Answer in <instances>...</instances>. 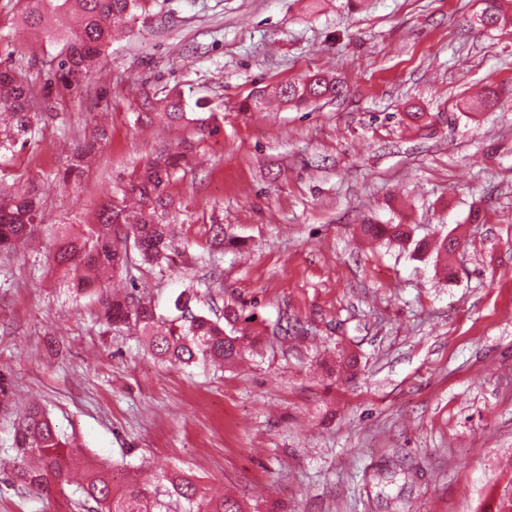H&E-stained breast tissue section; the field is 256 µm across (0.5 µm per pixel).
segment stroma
Instances as JSON below:
<instances>
[{
  "instance_id": "obj_1",
  "label": "stroma",
  "mask_w": 512,
  "mask_h": 512,
  "mask_svg": "<svg viewBox=\"0 0 512 512\" xmlns=\"http://www.w3.org/2000/svg\"><path fill=\"white\" fill-rule=\"evenodd\" d=\"M481 0H154L145 26L66 88L40 29L0 0V60L44 97L0 187L34 191L47 224L81 232L183 131L141 123L142 94L209 100L219 129L172 179L177 273L132 257L109 288L164 318L236 301L262 321L243 360L160 363L135 331L97 323L49 260L52 239L0 257V512H84L72 492L11 482L14 422L35 399L88 458L184 472L247 512H512V26ZM322 71L343 90L242 111L254 90ZM423 112L410 121L407 110ZM109 140L67 174L76 142ZM410 226L406 243L364 224ZM234 246L209 257L213 225ZM440 235L447 265L414 255ZM484 7L479 15L481 26L498 28L508 20V12H512L511 0H483ZM507 94L512 97V88L510 90L498 85L489 84L478 97L475 99H462L456 106L460 112H481L496 107L502 97Z\"/></svg>"
}]
</instances>
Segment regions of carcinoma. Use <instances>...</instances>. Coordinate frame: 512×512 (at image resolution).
<instances>
[{
  "mask_svg": "<svg viewBox=\"0 0 512 512\" xmlns=\"http://www.w3.org/2000/svg\"><path fill=\"white\" fill-rule=\"evenodd\" d=\"M26 21L42 26L48 46L54 50L55 76L69 86L81 77L92 75L102 54L121 33H130L129 21L147 19L153 0H20ZM479 15L481 26L497 28L508 20L512 0H483ZM341 88L332 77L321 73L290 81L275 88L274 96L286 104L303 105L312 99L334 97ZM512 89L488 85L474 99L457 103L460 112H481L494 108ZM147 111L137 113V120L163 119L188 127L193 135H212L215 114L200 117L187 111L182 93L171 89L164 97H145ZM41 121L40 103L32 86L13 67L0 64V156L24 149ZM106 138V129L94 130L92 139L76 146L70 169L76 170L97 144ZM190 141L173 152H164L147 163L129 191L138 199V207L110 206L98 215V223L84 225L73 234L60 225L50 230L56 238L53 261L65 273H73L78 283L91 286L96 280L79 275L85 271L128 267L131 254L160 269L170 266L171 255L187 242L176 238L172 225L163 215L173 206L167 191L172 178L188 163ZM40 216L38 198L29 193L0 194V251H12L37 230ZM363 232L374 237L389 236L405 241L410 233L404 224H365ZM448 253V237L432 243L416 242L414 252L429 250ZM97 319L115 327L133 325L145 337L148 349L159 361L189 367L200 358L224 365L243 358L249 336L236 328L239 322H252L255 312L232 304L224 306L223 318L212 319L191 310L194 290L182 291L174 301L181 315L163 330L157 328L159 317L151 303L127 292L115 295L103 288L89 293ZM17 461L11 477L38 495L60 492L71 485L70 465L80 451L74 439L61 431L41 404L25 406L14 435ZM167 493L180 503L179 512H245L240 502L230 497L214 498L191 475L173 473L165 477ZM87 512H170L169 503L159 498V491L143 487L131 472L111 463L87 465L83 481L77 483Z\"/></svg>",
  "mask_w": 512,
  "mask_h": 512,
  "instance_id": "carcinoma-1",
  "label": "carcinoma"
}]
</instances>
